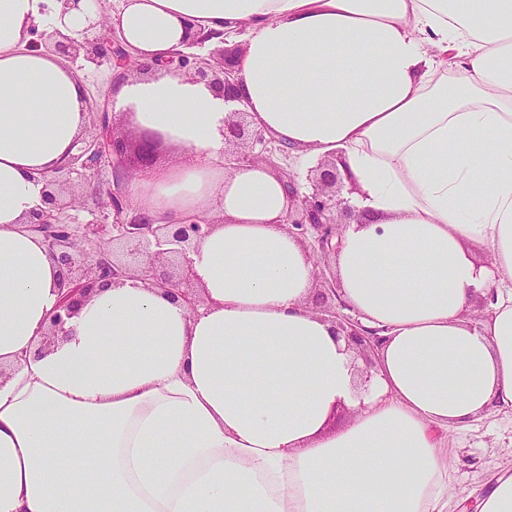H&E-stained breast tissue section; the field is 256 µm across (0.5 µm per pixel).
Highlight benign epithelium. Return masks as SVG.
Returning <instances> with one entry per match:
<instances>
[{
	"label": "benign epithelium",
	"mask_w": 512,
	"mask_h": 512,
	"mask_svg": "<svg viewBox=\"0 0 512 512\" xmlns=\"http://www.w3.org/2000/svg\"><path fill=\"white\" fill-rule=\"evenodd\" d=\"M32 33L37 38L30 39L26 48L51 53L73 63L81 60L96 68L107 64L113 71L114 81L147 70L130 55L115 28L105 21L101 31L81 38L63 35L55 29L40 31L36 27L32 28ZM176 61L178 70L185 75L224 92L226 98L233 95L234 71L219 72L186 53H177ZM247 116L246 112L235 111L224 125V143L235 147L233 161L239 164L254 162L251 149L265 144L260 133L249 130ZM110 121L106 111L93 113L92 123L99 133L83 146L74 143L78 152L46 179L44 207L33 211L27 224L30 231L43 237L59 267V299L49 316L45 333L47 345L52 339L65 335L67 321L96 288L127 277L136 276L152 287L181 297L192 312L203 302L194 282L190 253L211 234L214 222L197 215L173 222L144 214L125 221L129 183L157 165L162 141L149 130H138L131 137L113 132ZM78 161L88 168L107 164L116 174L115 186L99 188L103 210L100 219L90 224H70L63 219L67 211L76 207V195L65 191V182ZM278 172L288 194L284 219L288 232L302 241L311 236L312 251L324 259L329 257L339 247L338 227L360 221L348 201L340 196L343 178L338 159L333 157L314 169L310 177L311 191L304 194L298 191L292 174L282 167ZM113 244L122 247V254L111 249ZM334 297L336 281L333 280L329 291L320 290L314 295L313 305L327 313L348 344L355 346L356 356L365 361L360 379L367 383L372 377V354L380 337L375 331L364 328L357 319L336 311V304L331 302Z\"/></svg>",
	"instance_id": "7a95c632"
}]
</instances>
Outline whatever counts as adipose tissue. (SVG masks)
Returning a JSON list of instances; mask_svg holds the SVG:
<instances>
[{
    "mask_svg": "<svg viewBox=\"0 0 512 512\" xmlns=\"http://www.w3.org/2000/svg\"><path fill=\"white\" fill-rule=\"evenodd\" d=\"M45 2L0 0V512H448L433 428L512 410V0H121L111 21L155 70L114 106L194 155L133 180L131 202L221 214L191 255L204 304L128 278L46 349L59 270L26 223L87 101L25 44L39 20L76 37L99 14ZM242 24L235 101L166 66L188 29ZM235 103L357 187L334 267L382 338L367 386L309 308L279 176L220 163Z\"/></svg>",
    "mask_w": 512,
    "mask_h": 512,
    "instance_id": "obj_1",
    "label": "adipose tissue"
}]
</instances>
